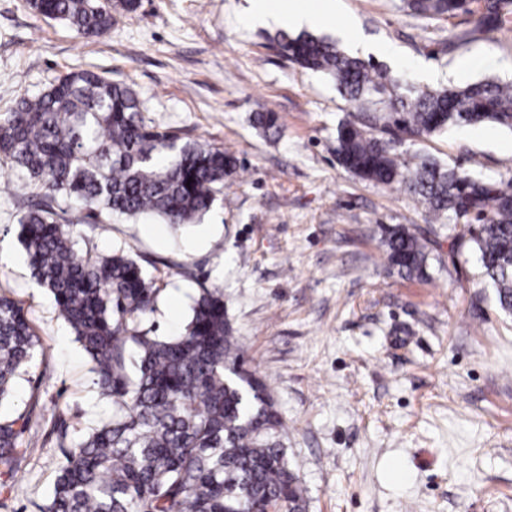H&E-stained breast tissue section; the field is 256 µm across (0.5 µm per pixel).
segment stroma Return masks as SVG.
<instances>
[{"instance_id": "stroma-1", "label": "stroma", "mask_w": 512, "mask_h": 512, "mask_svg": "<svg viewBox=\"0 0 512 512\" xmlns=\"http://www.w3.org/2000/svg\"><path fill=\"white\" fill-rule=\"evenodd\" d=\"M111 31L84 38L0 0V114L24 94L88 69L130 84L147 123L179 142L209 141L240 170L199 221L158 218L77 225L80 250L121 248L159 290L143 325L178 334L201 288L224 293L246 367L266 386L280 441L305 489L306 512H512V319L495 306L469 247L397 187L361 181L337 162L336 127L351 107L325 77L276 48L278 29L248 28L245 0H138ZM484 0L441 19L402 0H336L315 36L341 40L356 18L357 56L417 85L512 81V13L482 26ZM257 112L278 116L267 137ZM461 171L512 179V130L449 128L405 145ZM0 165V294L23 308L40 348L16 386L31 412L25 442L65 420L70 435L109 411L91 362L50 294L36 288L18 240L22 214ZM429 239L427 276L389 266L383 228ZM64 458L46 445L0 474V512H40Z\"/></svg>"}]
</instances>
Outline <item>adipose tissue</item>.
<instances>
[{"label":"adipose tissue","mask_w":512,"mask_h":512,"mask_svg":"<svg viewBox=\"0 0 512 512\" xmlns=\"http://www.w3.org/2000/svg\"><path fill=\"white\" fill-rule=\"evenodd\" d=\"M333 13V0H246V23L275 25L284 29L317 27Z\"/></svg>","instance_id":"ef3b65f1"}]
</instances>
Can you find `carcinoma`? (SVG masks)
<instances>
[{
    "instance_id": "carcinoma-1",
    "label": "carcinoma",
    "mask_w": 512,
    "mask_h": 512,
    "mask_svg": "<svg viewBox=\"0 0 512 512\" xmlns=\"http://www.w3.org/2000/svg\"><path fill=\"white\" fill-rule=\"evenodd\" d=\"M37 14L83 37L112 29V0H27ZM424 18L467 11V0H404ZM512 0H485L493 28ZM288 59L330 78L361 118L336 128V159L354 177L397 185L436 219L453 243H469L501 312L512 316V179L481 178L423 157L401 158L406 141L451 126L493 122L512 130V83L416 87L372 61L352 57L311 34L282 36ZM256 128L279 131L274 112H257ZM21 171L15 192L25 205L18 239L37 287L92 362L93 390L111 403L79 440L64 421L43 443L64 464L42 512H304V489L289 467L282 422L265 385L244 368L223 294L204 288L181 333L156 336L142 326L158 289L123 251H80L74 210L104 221L114 214L156 215L167 224L204 216L237 158L220 147L177 143L147 124L128 85L91 70L72 71L0 114V164ZM193 182H188V179ZM387 259L398 273L427 275L425 241L406 226L385 228ZM38 339L23 308L0 296V470L16 471L28 448L31 413L4 410L14 380L27 372Z\"/></svg>"
}]
</instances>
